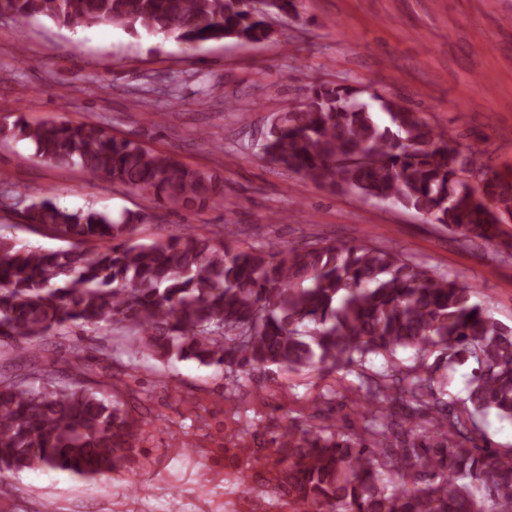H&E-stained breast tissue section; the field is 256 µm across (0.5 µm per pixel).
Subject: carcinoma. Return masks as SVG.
<instances>
[{"label":"carcinoma","mask_w":512,"mask_h":512,"mask_svg":"<svg viewBox=\"0 0 512 512\" xmlns=\"http://www.w3.org/2000/svg\"><path fill=\"white\" fill-rule=\"evenodd\" d=\"M294 0H0V15L68 27L109 24L202 43L269 36L264 15ZM319 83L273 116L263 148L278 165L333 191L388 200L470 242L497 245L512 217V182L489 175L479 148L395 97ZM12 135L57 167L183 208L225 205L224 184L94 123L18 121ZM29 224L69 242L19 247L0 236L1 347L76 330H127L159 361L195 360L237 387L245 374L314 369L357 379L346 392L362 427L291 424L254 448H226L237 473L270 465L276 512H512V448L477 443L491 412L512 420V327L474 303V287L396 249L368 244L240 249L209 237L133 241L147 215L70 211L44 198ZM412 351L411 363L396 360ZM381 368H374L377 359ZM473 364L465 396L447 372ZM148 421L88 385L0 373V473L61 470L84 478L130 474L146 458Z\"/></svg>","instance_id":"carcinoma-1"}]
</instances>
